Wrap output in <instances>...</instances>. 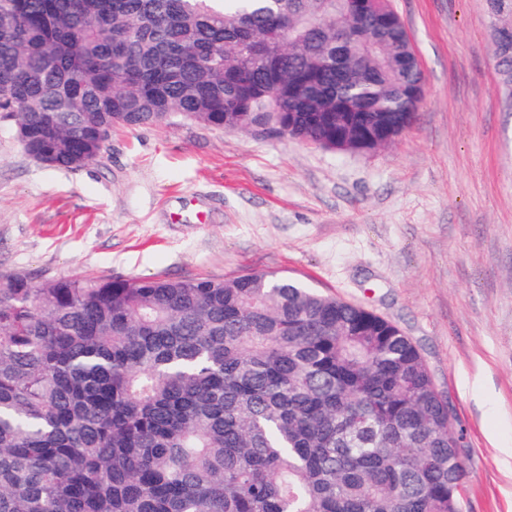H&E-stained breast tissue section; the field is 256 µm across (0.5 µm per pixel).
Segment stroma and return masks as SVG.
<instances>
[{
	"instance_id": "obj_1",
	"label": "stroma",
	"mask_w": 512,
	"mask_h": 512,
	"mask_svg": "<svg viewBox=\"0 0 512 512\" xmlns=\"http://www.w3.org/2000/svg\"><path fill=\"white\" fill-rule=\"evenodd\" d=\"M415 121L348 154L190 121L45 167L0 124V274L288 276L396 324L465 433L463 512H512V102L485 0H391Z\"/></svg>"
}]
</instances>
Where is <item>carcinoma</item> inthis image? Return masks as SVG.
I'll use <instances>...</instances> for the list:
<instances>
[{
	"instance_id": "cac0c4a2",
	"label": "carcinoma",
	"mask_w": 512,
	"mask_h": 512,
	"mask_svg": "<svg viewBox=\"0 0 512 512\" xmlns=\"http://www.w3.org/2000/svg\"><path fill=\"white\" fill-rule=\"evenodd\" d=\"M422 85L381 0H0V121L48 167L175 118L366 153ZM463 442L395 324L286 276H0V512H462Z\"/></svg>"
}]
</instances>
